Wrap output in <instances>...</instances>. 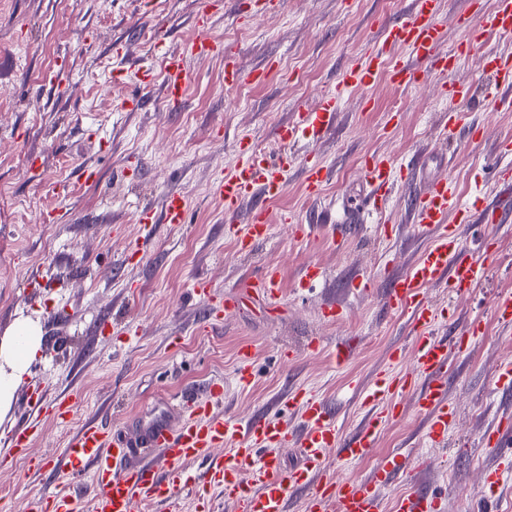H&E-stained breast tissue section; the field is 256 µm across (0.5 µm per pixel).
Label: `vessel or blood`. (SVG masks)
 Returning <instances> with one entry per match:
<instances>
[{
  "instance_id": "1",
  "label": "vessel or blood",
  "mask_w": 512,
  "mask_h": 512,
  "mask_svg": "<svg viewBox=\"0 0 512 512\" xmlns=\"http://www.w3.org/2000/svg\"><path fill=\"white\" fill-rule=\"evenodd\" d=\"M439 0H412V9L403 20L386 25L382 44L351 65L342 75L346 87L366 88L378 77L388 76L400 86L412 84L420 66L440 73L450 72L459 54L483 46L491 34L512 36V0H496L490 13L466 21V38L459 53L443 47V25ZM406 47L409 55L394 59L395 46ZM220 57L224 60V82L234 85L243 78L232 60L226 59L224 44L210 37L188 42L182 53L167 57L164 66V93L168 101L182 100L186 91V57ZM483 67L491 80L484 95L497 108L512 110V51L490 50L483 56ZM338 110L335 90H328L313 107L298 108L296 118L277 127L276 137L284 143L306 139L321 140L333 129ZM287 159L268 162L252 153H242L238 164L220 182L218 196L224 204L225 217H232L239 202L257 195L265 200L279 195L288 172ZM364 178L369 187L362 207H378L391 178L388 161L370 157L364 164ZM328 181L326 168L309 163L303 182L309 196L321 194ZM501 188L492 201H479L469 217L482 224H499L512 219V170L503 169ZM455 186L440 174L429 180L413 202L412 221L434 228L437 235L420 258L387 290L388 307L409 314L414 332L411 368L400 375L378 373L373 383L359 392L368 416L350 436H343L336 416L320 399L294 391L281 398L282 406L298 413L302 463L299 467L280 466L273 447L287 437L280 419L254 418L240 422L215 416L207 405L189 404L178 410V421H171L161 411L144 420L135 437L116 435L103 423L85 424L70 440L64 456L73 476L89 478L94 486V512H135L142 502H164L182 489L195 492L194 512H216L215 504L200 492L195 477L186 473V463L201 460L206 464L205 481L217 488L225 500L233 502L237 512H287L288 495H305L306 512H382L380 487L391 482L401 471L405 458L392 453L381 460L365 479L343 477L328 468L325 457L335 453L339 461L365 457L373 448L381 430L397 415L395 396L403 390H417V407L426 420V436L435 446L445 445L454 406L448 399V347L464 345V337L439 336L438 327L453 314L450 307H434L425 297V288L447 283L451 292L472 291L485 281L490 269L485 261L465 255L457 233L448 223ZM187 202L183 197H167L161 210L143 208V224L184 223ZM268 211L255 207L246 224L235 225L231 233L241 249H251L269 235ZM144 448L158 449L163 467L146 463L128 466V459ZM442 502L425 493H404L396 497L393 512H442ZM36 512H84L83 500L70 489L61 488L45 497Z\"/></svg>"
}]
</instances>
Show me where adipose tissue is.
<instances>
[{"instance_id": "obj_1", "label": "adipose tissue", "mask_w": 512, "mask_h": 512, "mask_svg": "<svg viewBox=\"0 0 512 512\" xmlns=\"http://www.w3.org/2000/svg\"><path fill=\"white\" fill-rule=\"evenodd\" d=\"M42 343L41 327L28 318L16 320L0 337V416L11 409L15 392Z\"/></svg>"}]
</instances>
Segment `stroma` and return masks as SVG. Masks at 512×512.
I'll return each mask as SVG.
<instances>
[{
    "instance_id": "35a3bbf8",
    "label": "stroma",
    "mask_w": 512,
    "mask_h": 512,
    "mask_svg": "<svg viewBox=\"0 0 512 512\" xmlns=\"http://www.w3.org/2000/svg\"><path fill=\"white\" fill-rule=\"evenodd\" d=\"M223 2L210 35L223 39L242 69L265 68L269 76L228 89L222 58L187 59L186 97L173 110L160 86L143 88L140 78L148 68L163 76L154 23L165 20L168 48H181L195 34L197 0H0V335L21 317L43 333L38 358L0 417V499L10 512H29L62 487L90 499L89 485L72 483L62 458L74 433L98 420L132 435L129 420L165 402L195 398L215 415L245 420L300 389L331 406L343 433L356 431L366 414L357 387L391 368L392 349L413 344L408 318L383 300L433 236L411 223L410 204L424 182L444 173L457 186L448 221L464 252L484 257L487 240L496 248L486 257L490 277L474 293L452 299L442 285L426 291L433 304L456 311L442 335L482 322L481 335L449 355L456 415L448 442H428L416 393L407 390L397 397L402 416L367 456L343 465L331 453L326 465L363 478L386 454L400 452L412 464L381 490L385 507L404 492L434 491L446 512H512V441L486 440L501 419H512V395L490 382L496 365L512 357V328L499 325L492 310L498 292H512V223L465 224L459 214L475 199L493 198L498 170L512 162L497 153L501 140L512 139V112L495 109L483 94V49L447 78L426 69L405 88L383 78L345 88V68L377 45L379 24L408 15L409 0H280L262 12L241 8V0ZM448 80L470 86V99L449 103ZM331 85L339 94L334 133L317 143H279L274 129ZM452 105L477 127L476 139L443 138L440 124ZM244 145L273 161L292 156L280 197L267 204L273 233L249 251L225 235L217 196ZM369 156L398 168L385 210L361 214L345 242L332 244L325 220L342 219V203L360 198ZM310 157L330 176L315 198L303 189ZM86 166L95 180L84 179ZM171 194L187 199V223L139 224L143 207L161 210ZM289 214L324 222L297 239L284 221ZM144 236L146 251L130 256ZM310 262L324 277L305 284ZM268 267L282 278L278 299L251 297L208 324L226 295ZM198 281L206 294L194 292ZM330 304L340 318H328ZM314 338L351 343V355L332 365L327 352L309 349ZM245 346L254 351L255 379L244 389L235 372ZM287 348L297 353L288 363L281 357ZM215 381L221 394L209 392ZM64 395L73 407L61 419L50 408ZM37 402L45 412L33 411ZM25 423L35 426L34 440L7 456L6 444ZM494 471L502 479L491 489L485 480Z\"/></svg>"
}]
</instances>
